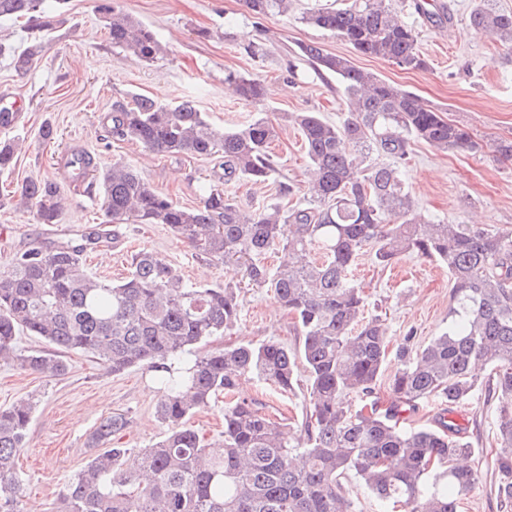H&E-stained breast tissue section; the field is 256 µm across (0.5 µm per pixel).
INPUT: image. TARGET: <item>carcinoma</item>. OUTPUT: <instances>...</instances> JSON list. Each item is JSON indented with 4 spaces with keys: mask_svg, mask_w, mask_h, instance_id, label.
Instances as JSON below:
<instances>
[{
    "mask_svg": "<svg viewBox=\"0 0 512 512\" xmlns=\"http://www.w3.org/2000/svg\"><path fill=\"white\" fill-rule=\"evenodd\" d=\"M295 0H244L255 16H286ZM469 26L512 46V12L474 0ZM112 45L150 63L162 47L152 29L101 0ZM26 17L38 34L13 53L14 67L31 69L57 28L47 0H0V18ZM298 20L329 31L357 53L404 71L427 68L418 32L395 22L392 0H342L309 9ZM296 57L333 74L344 85L347 118L340 125L318 112H292L309 159L305 204L292 203L294 187L279 184L278 201L245 212L224 188L208 187L194 206L155 190L141 173L114 162L100 181H86L87 155L70 160L72 179L99 195L104 223L164 224L199 256L238 265L248 283L270 292L294 320V350L277 342L238 343L200 350L238 323L237 287H193L172 265L148 250L132 255L118 282L84 267L87 251L114 239L103 226L78 238L33 240L17 249L0 272V361L44 378L66 373L73 354L93 358L114 374L146 365L155 373V414L163 438L133 455L112 446L129 422L104 418L87 439L94 454L69 481L58 512H355L351 477L384 502L408 512H458L479 482L478 470L455 464L475 452L452 417L475 390L474 363L491 367L497 402L498 492L512 502V231L489 232L464 224H431L417 213L401 178L414 142L442 151L478 153L484 144L416 94L316 41L300 42ZM239 100L257 104L263 84L230 73ZM102 125L113 138L151 152L218 159L224 183L265 184L275 172L270 144L279 126L264 116L231 129L211 124L193 102L162 104L138 93L112 103ZM388 158L371 159L372 154ZM20 154L0 140V171ZM19 205L40 224H57L65 198L48 178L16 187ZM280 254L271 269L268 252ZM387 266L400 256L433 258L448 267L452 303L448 326L427 345L405 337L389 380L384 412L352 409L351 398L370 396L389 356L385 320L366 316V300L352 282L364 253ZM21 335L43 344L17 353ZM192 359L175 366V360ZM307 373L309 411L300 427L265 410L258 400L224 407V439L204 441L191 417L238 381L254 376L294 392L299 368ZM431 396L441 412L431 426L406 429L405 414ZM36 403L20 399L0 408V512H22L17 459L27 443Z\"/></svg>",
    "mask_w": 512,
    "mask_h": 512,
    "instance_id": "cac0c4a2",
    "label": "carcinoma"
}]
</instances>
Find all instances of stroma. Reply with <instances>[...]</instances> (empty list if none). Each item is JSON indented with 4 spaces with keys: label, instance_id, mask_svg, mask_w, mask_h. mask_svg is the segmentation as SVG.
<instances>
[{
    "label": "stroma",
    "instance_id": "obj_1",
    "mask_svg": "<svg viewBox=\"0 0 512 512\" xmlns=\"http://www.w3.org/2000/svg\"><path fill=\"white\" fill-rule=\"evenodd\" d=\"M429 2L432 10L451 16L450 25L440 28L420 17L413 0H393L398 15L417 27L427 61L426 69L410 73L355 53L346 42L300 23L295 15L254 18L243 0H115L118 8L151 28L161 43L154 62L137 63L113 47L97 9L99 0H66L49 49L21 75L14 69L12 53L27 42L26 23L1 19L0 103L14 107L22 117L16 127L0 130V140L22 141L23 148L14 171L0 174V183L14 185L29 175L48 177L60 187L66 207L59 223L38 224L15 200L1 201L0 271L28 239L52 240L101 223L97 200L63 176L72 150L87 152L100 171L116 161L136 166L153 188L185 205L196 204L203 188L223 185L224 171L215 160L154 154L131 142L101 140L103 116L128 92L165 104L193 100L218 127H238L260 114L281 124L280 138L272 145L276 171L268 184L239 182L224 185L225 191L242 208L254 210L274 202L279 183L287 182L296 188L295 201H302L309 163L299 132L285 122L286 113L318 112L335 124L346 115V94L336 78L293 55L298 43L310 40L415 93L487 143L481 153L412 144L402 179L426 220L470 225L479 221L489 230L512 229V160L498 159L490 148L496 141L512 140V52L469 29L473 0ZM251 43L264 47L265 55L249 54L246 47ZM231 72L260 78L267 87L287 85L289 92L268 93L260 104H246L224 83ZM47 121L57 131L49 143L39 136ZM118 235L114 247L87 259L89 273L119 279L127 273L131 255L148 249L180 269L189 284L239 285L238 329L228 343L276 340L291 348L297 345L291 317L265 289L245 284L240 269L198 256L163 224H123ZM353 274L367 297V314L384 318L393 343L411 333L416 344L424 345L447 326L451 282L447 267L438 261L406 254L382 267L365 255L356 260ZM69 364L65 375L50 379L0 362V407L28 397L36 402L27 446L17 462L24 484L23 512L35 507L56 512L65 485L91 454L86 439L102 419L115 413L128 418L130 426L120 445L134 453L151 447L165 432L155 415L158 390L150 369L115 374L80 354L71 355ZM490 372V367H480L473 395L454 415L476 450L473 461L480 469L479 482L463 500L461 512H512V502L497 494L492 465L498 445ZM238 394L261 399L298 421L305 413L303 393L290 396L257 378L243 380Z\"/></svg>",
    "mask_w": 512,
    "mask_h": 512
}]
</instances>
